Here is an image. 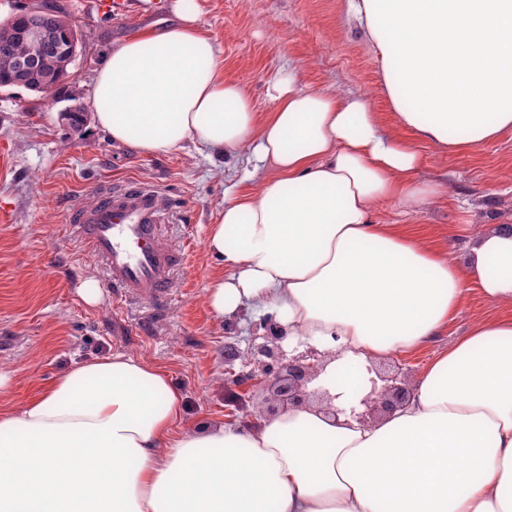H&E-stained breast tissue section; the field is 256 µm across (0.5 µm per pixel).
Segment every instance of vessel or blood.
I'll list each match as a JSON object with an SVG mask.
<instances>
[{
    "mask_svg": "<svg viewBox=\"0 0 512 512\" xmlns=\"http://www.w3.org/2000/svg\"><path fill=\"white\" fill-rule=\"evenodd\" d=\"M174 208L166 190L142 181L101 189L93 207L73 204L71 233L100 262L115 300H134L155 311L167 301L185 262L162 230Z\"/></svg>",
    "mask_w": 512,
    "mask_h": 512,
    "instance_id": "b4317fda",
    "label": "vessel or blood"
}]
</instances>
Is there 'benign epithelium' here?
<instances>
[{"mask_svg": "<svg viewBox=\"0 0 512 512\" xmlns=\"http://www.w3.org/2000/svg\"><path fill=\"white\" fill-rule=\"evenodd\" d=\"M23 36L26 41V52L18 63L19 75L40 66L50 67L64 54H76L77 39L73 35L70 36L67 45L62 47L49 28L30 24L24 29ZM267 328L266 343L258 350V353L270 359V363L262 369L263 382L283 409L300 408L307 404L305 387L318 374V354L311 351L304 356L283 362V329L274 323L268 324ZM414 397V390L395 373L386 378V384L375 401L373 413L389 415Z\"/></svg>", "mask_w": 512, "mask_h": 512, "instance_id": "obj_1", "label": "benign epithelium"}]
</instances>
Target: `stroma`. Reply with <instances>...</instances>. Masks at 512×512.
<instances>
[{"label":"stroma","mask_w":512,"mask_h":512,"mask_svg":"<svg viewBox=\"0 0 512 512\" xmlns=\"http://www.w3.org/2000/svg\"><path fill=\"white\" fill-rule=\"evenodd\" d=\"M75 22L79 46L70 76L48 93L23 87L0 89V407L24 402L41 384L80 362L112 354L143 358L169 372L183 396L182 424L254 425L266 418L268 394L233 384L238 372H260L266 357L261 315L247 310L216 321L205 290L221 273L205 249L224 193L244 172L253 185L272 177L254 167L248 151L211 158L188 144L175 153L145 156L115 143L93 119L72 128L63 117L71 106L90 108L98 69L110 49L146 26L172 20L173 0L160 12L129 11L111 16L92 0H58ZM201 23L224 53V74L246 81L259 113L269 112L265 84L293 69L301 86L328 94L367 99L384 129L393 126L392 107L380 63L366 32L348 13L346 0H197ZM424 181L447 177L457 196L404 214L376 205L374 218L429 232L434 247L462 255L454 237L459 224L512 225V131L462 154L426 145ZM127 178L164 188L176 208L165 223L171 245L185 264L160 317L148 307L119 306L102 288L97 304H86L82 284L101 280L99 264L67 232L72 203L91 206L99 190ZM503 307L471 291L439 336L408 355L376 364L388 376L403 370L416 386L426 367L463 338L478 321L503 316ZM239 352L225 363V346Z\"/></svg>","instance_id":"obj_1"}]
</instances>
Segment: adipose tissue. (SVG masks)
Returning <instances> with one entry per match:
<instances>
[{"label":"adipose tissue","mask_w":512,"mask_h":512,"mask_svg":"<svg viewBox=\"0 0 512 512\" xmlns=\"http://www.w3.org/2000/svg\"><path fill=\"white\" fill-rule=\"evenodd\" d=\"M380 61L395 126L365 98L270 79L259 116L199 23L130 35L99 68L98 127L149 156L192 143L251 151L274 168L240 180L206 249L230 274L206 305L222 320L274 313L288 345L316 350L327 394L244 429L182 428L168 373L114 354L82 363L0 409V512H512V317L476 323L422 373L415 396L376 423L353 413L375 363L439 334L471 286L512 307V225L463 226V258L430 247L402 212L448 195L424 182L420 147L452 154L512 130V0H347ZM483 461L473 466L470 449Z\"/></svg>","instance_id":"obj_1"}]
</instances>
